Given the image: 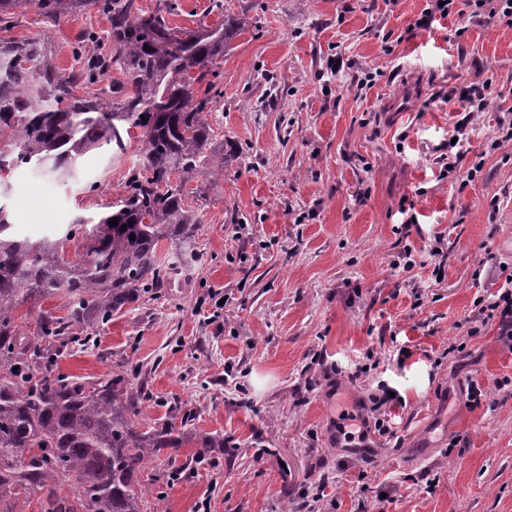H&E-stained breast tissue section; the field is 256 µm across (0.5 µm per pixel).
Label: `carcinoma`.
<instances>
[{
    "mask_svg": "<svg viewBox=\"0 0 512 512\" xmlns=\"http://www.w3.org/2000/svg\"><path fill=\"white\" fill-rule=\"evenodd\" d=\"M31 1L56 22L94 10L109 21V40L87 33L67 75L49 63L43 42L0 40V172L40 166L76 181L87 157L105 150L120 159L134 138L140 158L112 210L79 215L59 237L17 236L0 204V512H26L34 500L41 512H144L136 479L154 457L193 442L200 460L224 447V436L193 441L184 421L140 429L136 417L152 396L132 387L139 369L128 362L93 381L53 370L64 347L91 342L76 330L163 297L179 269L197 260L201 224L185 179L224 171V154L211 147L208 114L220 96L213 78L248 20L212 0L219 20H200L183 32L179 53L162 54L155 44L173 34L169 3L150 13L136 0H0V31ZM112 68L124 80L98 87ZM163 239L176 247L172 262L159 255ZM53 297L66 299L67 314L42 308L36 331L26 333L18 307ZM60 480L68 482L62 495Z\"/></svg>",
    "mask_w": 512,
    "mask_h": 512,
    "instance_id": "cac0c4a2",
    "label": "carcinoma"
}]
</instances>
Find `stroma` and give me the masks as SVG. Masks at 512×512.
Returning a JSON list of instances; mask_svg holds the SVG:
<instances>
[{"instance_id":"35a3bbf8","label":"stroma","mask_w":512,"mask_h":512,"mask_svg":"<svg viewBox=\"0 0 512 512\" xmlns=\"http://www.w3.org/2000/svg\"><path fill=\"white\" fill-rule=\"evenodd\" d=\"M430 0H224L250 24L232 41L209 116L233 154L190 179L201 261L160 300L115 315L97 344L68 349L62 373L93 379L125 359L153 395V424L189 416L194 436L161 452L136 491L165 512H512V350L495 325L468 336L477 296L512 265V28L466 13L416 21ZM96 12L53 21L19 8L7 39L46 42L60 72ZM342 59L339 71L329 64ZM372 88L358 90L365 73ZM491 81L489 107L460 135L443 91ZM137 147L89 157L77 182L23 168L5 204L15 230L54 237L74 213L122 193ZM482 170L474 181L466 173ZM98 182L87 195L83 185ZM245 225L236 235V225ZM412 249L413 269L400 264ZM441 267V278L432 270ZM409 357L397 356V344ZM462 351H451V344ZM378 359L376 369L357 366ZM345 367L342 375L332 366ZM510 385H502V378ZM477 382L479 405L468 406ZM402 396L397 436L341 444V411L366 414L378 383ZM373 448L363 457L361 446ZM326 481V500L314 501Z\"/></svg>"}]
</instances>
